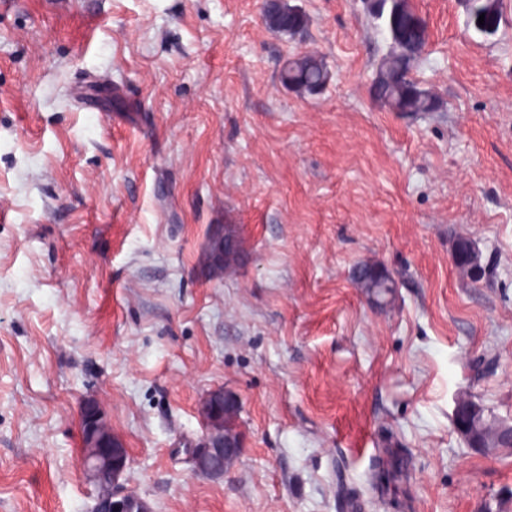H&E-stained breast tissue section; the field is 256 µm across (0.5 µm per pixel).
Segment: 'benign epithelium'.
<instances>
[{"instance_id":"benign-epithelium-1","label":"benign epithelium","mask_w":512,"mask_h":512,"mask_svg":"<svg viewBox=\"0 0 512 512\" xmlns=\"http://www.w3.org/2000/svg\"><path fill=\"white\" fill-rule=\"evenodd\" d=\"M206 434L191 452L194 469L209 476L224 475L241 447L239 439L224 435V391L210 392L204 403ZM82 452L80 466L99 486L90 512H152L150 505L126 491L120 478L127 468V451L112 435L100 408L86 403L80 410Z\"/></svg>"}]
</instances>
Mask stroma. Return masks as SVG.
Returning <instances> with one entry per match:
<instances>
[{
	"label": "stroma",
	"mask_w": 512,
	"mask_h": 512,
	"mask_svg": "<svg viewBox=\"0 0 512 512\" xmlns=\"http://www.w3.org/2000/svg\"><path fill=\"white\" fill-rule=\"evenodd\" d=\"M288 2L292 36L262 0H0V512H88L86 402L153 512H512V452L453 420L466 395L512 420V0L490 34L409 0L420 116L372 95L365 0ZM304 52L320 94L281 83ZM218 388L241 448L210 477L188 450ZM386 446L411 460L397 509L368 481ZM270 2L269 4H264ZM262 5V16L266 24L282 34H295L306 24L305 15L288 4L286 0L266 1ZM225 237L232 239L235 242L234 249L225 250L223 253H219L215 255L212 259H214V265L229 269L233 266H236L240 260L241 249L238 243L237 230L235 225L228 224L224 226V239ZM388 278L381 274V270L374 264L363 263L357 268L355 284L369 297L377 301L392 295L393 288H384Z\"/></svg>",
	"instance_id": "obj_1"
}]
</instances>
